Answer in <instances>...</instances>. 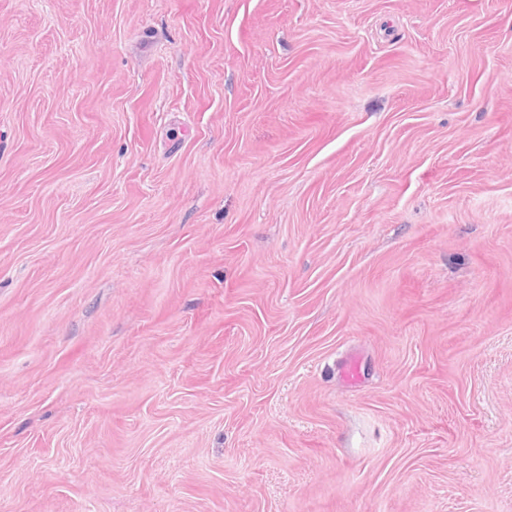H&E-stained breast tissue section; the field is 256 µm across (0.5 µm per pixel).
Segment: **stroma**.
Wrapping results in <instances>:
<instances>
[{
  "instance_id": "35a3bbf8",
  "label": "stroma",
  "mask_w": 512,
  "mask_h": 512,
  "mask_svg": "<svg viewBox=\"0 0 512 512\" xmlns=\"http://www.w3.org/2000/svg\"><path fill=\"white\" fill-rule=\"evenodd\" d=\"M0 512H512V0H0Z\"/></svg>"
}]
</instances>
